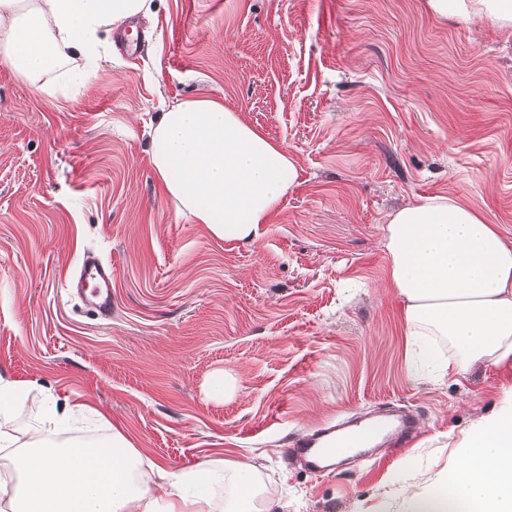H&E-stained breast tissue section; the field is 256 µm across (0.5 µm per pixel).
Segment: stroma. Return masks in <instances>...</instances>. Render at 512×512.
<instances>
[{"label":"stroma","instance_id":"stroma-1","mask_svg":"<svg viewBox=\"0 0 512 512\" xmlns=\"http://www.w3.org/2000/svg\"><path fill=\"white\" fill-rule=\"evenodd\" d=\"M112 33L77 93L0 62V374L104 410L168 470L251 457L284 512H399L447 486L504 379L480 364L421 380L386 282L390 212L456 197L512 239V37L427 0H153ZM216 96L282 144L299 177L256 242L177 212L147 152L161 112ZM112 264V310L67 286ZM236 390L211 398L212 374ZM394 406L404 448L291 459L322 426Z\"/></svg>","mask_w":512,"mask_h":512}]
</instances>
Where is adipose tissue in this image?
Instances as JSON below:
<instances>
[{"label":"adipose tissue","instance_id":"adipose-tissue-1","mask_svg":"<svg viewBox=\"0 0 512 512\" xmlns=\"http://www.w3.org/2000/svg\"><path fill=\"white\" fill-rule=\"evenodd\" d=\"M437 16H486L512 31V0H428ZM151 13V0H0V59L26 81L82 87L108 60L105 37L125 19ZM149 154L166 197L216 237L256 241L298 176L282 146L215 97L168 106L149 132ZM387 278L402 298L410 335L443 336L447 351L422 347L439 375L477 363L507 379L502 404L484 418L451 475L452 501L408 496L405 512H512V241L459 199L426 197L388 214ZM33 389L0 376V475L7 512H277L262 498L248 460L170 471L145 460L121 430L104 442L61 441L96 409L46 394L38 425L19 442L15 423ZM231 481L234 500L218 503Z\"/></svg>","mask_w":512,"mask_h":512}]
</instances>
